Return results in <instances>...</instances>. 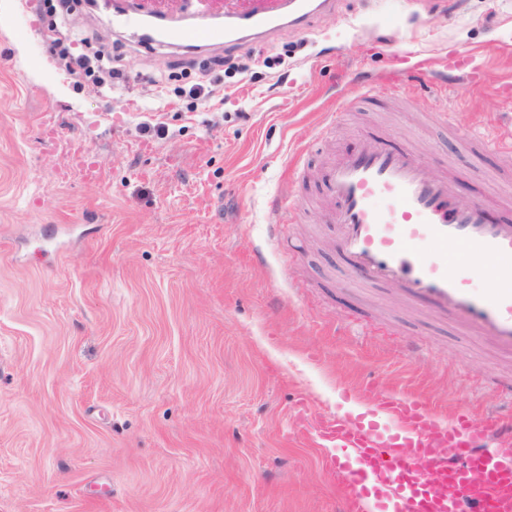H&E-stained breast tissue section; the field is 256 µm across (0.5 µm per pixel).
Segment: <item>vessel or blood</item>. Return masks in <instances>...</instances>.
<instances>
[{
  "instance_id": "b4317fda",
  "label": "vessel or blood",
  "mask_w": 512,
  "mask_h": 512,
  "mask_svg": "<svg viewBox=\"0 0 512 512\" xmlns=\"http://www.w3.org/2000/svg\"><path fill=\"white\" fill-rule=\"evenodd\" d=\"M335 0H130L124 25L151 45L239 51L303 26ZM328 222L359 283L406 300L485 337L512 358V219L491 222L461 202L448 176H428L413 147L365 133L355 153L327 168ZM454 247L456 258L445 255ZM338 480L339 512H512V404L441 416L401 388L379 396L370 417L321 420L313 429Z\"/></svg>"
}]
</instances>
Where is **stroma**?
Here are the masks:
<instances>
[{"instance_id": "35a3bbf8", "label": "stroma", "mask_w": 512, "mask_h": 512, "mask_svg": "<svg viewBox=\"0 0 512 512\" xmlns=\"http://www.w3.org/2000/svg\"><path fill=\"white\" fill-rule=\"evenodd\" d=\"M112 14L70 19L123 56L129 87L95 90L32 0H0V512H336L299 432L371 410L367 385L496 407L511 360L349 278L321 172L381 129L511 215L512 0H336L259 43L266 80L226 75L220 109ZM392 66L402 97L336 116Z\"/></svg>"}]
</instances>
